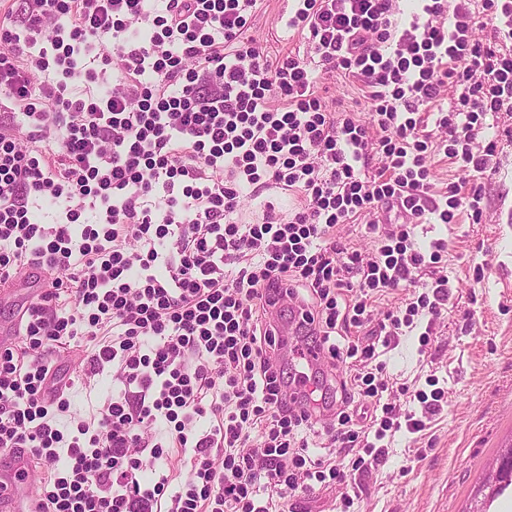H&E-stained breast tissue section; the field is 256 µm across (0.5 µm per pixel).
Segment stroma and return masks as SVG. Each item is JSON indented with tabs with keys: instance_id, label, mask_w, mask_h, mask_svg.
<instances>
[{
	"instance_id": "35a3bbf8",
	"label": "stroma",
	"mask_w": 512,
	"mask_h": 512,
	"mask_svg": "<svg viewBox=\"0 0 512 512\" xmlns=\"http://www.w3.org/2000/svg\"><path fill=\"white\" fill-rule=\"evenodd\" d=\"M282 0H262L249 36L271 57L292 52L309 58L306 39L282 29ZM498 169L485 180L483 217L472 223L421 224V241L445 240L436 270L448 277V309L428 346L418 335L400 337L385 356L390 376L444 396L424 431L385 438L380 465L357 476L347 490L350 512H470L481 490L487 462L512 443V139L499 137ZM76 384L59 416L63 429L93 417L112 394V376L84 386L79 361L58 355Z\"/></svg>"
}]
</instances>
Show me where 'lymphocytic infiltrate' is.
<instances>
[{
    "instance_id": "f902f5d3",
    "label": "lymphocytic infiltrate",
    "mask_w": 512,
    "mask_h": 512,
    "mask_svg": "<svg viewBox=\"0 0 512 512\" xmlns=\"http://www.w3.org/2000/svg\"><path fill=\"white\" fill-rule=\"evenodd\" d=\"M258 2L20 0L0 16V280L53 277L20 311L24 347L0 348V448L46 468L36 512H281L439 409L438 391L421 420L384 401L379 356L448 300L422 278L445 242L416 227L481 215L487 119L512 112V0H420L405 25L396 0H294L285 26L312 64L249 37ZM337 73L368 116L320 94ZM439 155L466 178L437 193ZM283 283L334 369L324 427L288 400L297 374L267 325ZM80 336L84 376L111 373L112 395L67 433L53 354ZM173 448L190 455L176 489L157 471Z\"/></svg>"
}]
</instances>
